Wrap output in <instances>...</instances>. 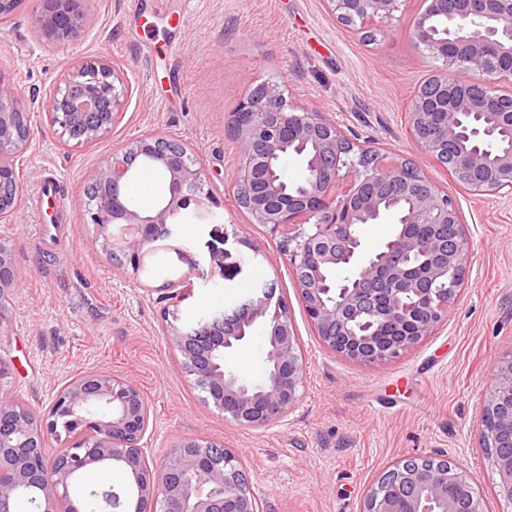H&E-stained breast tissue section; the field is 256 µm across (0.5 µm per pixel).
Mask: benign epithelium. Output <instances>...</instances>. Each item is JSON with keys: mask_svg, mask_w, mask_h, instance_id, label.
<instances>
[{"mask_svg": "<svg viewBox=\"0 0 512 512\" xmlns=\"http://www.w3.org/2000/svg\"><path fill=\"white\" fill-rule=\"evenodd\" d=\"M35 28L66 45L86 31V0H31ZM345 26L364 31L392 19L407 0H327ZM413 17L412 43L439 62L412 94L408 129L434 160L452 158L451 174L473 195H512V143L491 148L495 133L512 134V0H425ZM454 22L446 37L432 21ZM132 89L107 58H76L42 101L39 113L22 104L14 85L0 77V222H13L22 184L17 171L39 115L72 148L87 146L112 130ZM237 150L234 195L249 223L278 240L303 310L321 344L360 363L395 359L443 321L470 272V243L461 212L430 176L409 160L372 166L348 160L347 137L336 121L309 104L288 100L276 81L258 84L233 114ZM311 146L308 176L294 191L274 167L289 146ZM166 176L163 198L151 209L133 207L126 189L143 164ZM347 172H342V169ZM85 212L100 232L101 248L121 266L138 271L146 255L172 238L188 201L194 216L213 215L214 198L196 151L155 134L112 149L88 176ZM408 202L399 213L394 204ZM389 217L399 232L381 249L364 250L361 226ZM435 234L424 245L412 225ZM458 226L451 240L440 230ZM349 275L333 285L331 269ZM20 265L16 248L0 240V338L8 331ZM261 327L266 340L262 382L248 383L224 368L221 355ZM164 335L181 356L191 383L207 403L253 428L280 423L300 400L304 366L288 303L277 285L264 284L230 309L179 326L166 321ZM9 366L0 360V512H16L32 495L33 512H81L70 490L87 469L116 467L128 488L88 491L101 512H259L260 502L241 455L224 445L180 437L160 462L149 463L145 441L151 408L132 382L105 371L88 372L65 385L37 413L7 389ZM482 413L512 432V357L495 365V385ZM499 477L496 494L512 507V448L498 431L482 433ZM59 448L48 457L50 442ZM361 512H485L483 495L466 471L446 459L414 458L395 465L372 485Z\"/></svg>", "mask_w": 512, "mask_h": 512, "instance_id": "benign-epithelium-1", "label": "benign epithelium"}]
</instances>
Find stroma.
Segmentation results:
<instances>
[{
  "mask_svg": "<svg viewBox=\"0 0 512 512\" xmlns=\"http://www.w3.org/2000/svg\"><path fill=\"white\" fill-rule=\"evenodd\" d=\"M88 4V31L74 44L44 41L26 10L0 27V76L22 97H45L77 55L114 61L132 86L121 120L92 146L67 148L45 121L33 127L22 208L15 223H0V239L15 243L20 261L9 333L0 338L10 389L42 412L81 373L130 380L153 414L151 459L183 436L223 443L242 456L265 512H360L366 488L408 457L448 459L467 471L488 512H501L479 424L494 366L512 356V195L469 194L408 133L411 95L437 68L406 36L422 0H409L371 42L340 24L327 0ZM265 80L319 107L355 144L412 160L458 204L470 234L469 279L447 320L395 361L353 363L324 349L277 241L237 208L229 122ZM149 133L197 151L218 206L214 218L180 225L135 272L102 252L83 203L89 173L114 147ZM50 175L68 206L56 246L53 226L34 206ZM172 281L181 293L170 300L164 291ZM271 281L288 302L305 380L281 423L254 429L204 402L162 326L167 312L190 325ZM264 352L262 332H254L227 353L225 366L260 381Z\"/></svg>",
  "mask_w": 512,
  "mask_h": 512,
  "instance_id": "obj_1",
  "label": "stroma"
}]
</instances>
